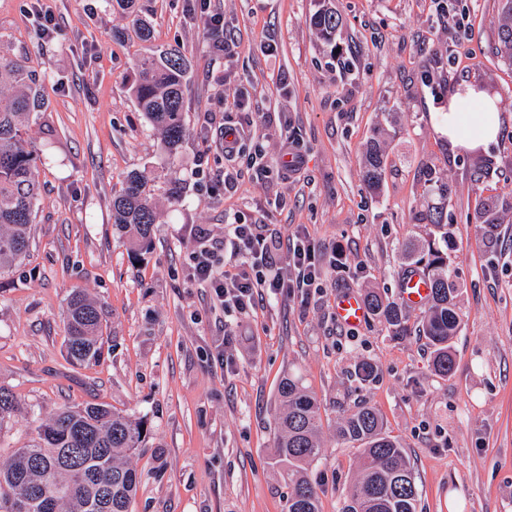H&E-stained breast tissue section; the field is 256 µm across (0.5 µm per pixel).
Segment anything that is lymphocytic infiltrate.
<instances>
[{
	"label": "lymphocytic infiltrate",
	"instance_id": "lymphocytic-infiltrate-1",
	"mask_svg": "<svg viewBox=\"0 0 512 512\" xmlns=\"http://www.w3.org/2000/svg\"><path fill=\"white\" fill-rule=\"evenodd\" d=\"M286 253L287 266L276 257ZM189 276L209 288L227 311L247 313L258 295L305 293L325 275V265L305 231L288 242L265 235L257 224L231 225L229 237L211 241L198 233L188 256Z\"/></svg>",
	"mask_w": 512,
	"mask_h": 512
}]
</instances>
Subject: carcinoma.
I'll return each instance as SVG.
<instances>
[{"label": "carcinoma", "instance_id": "obj_1", "mask_svg": "<svg viewBox=\"0 0 512 512\" xmlns=\"http://www.w3.org/2000/svg\"><path fill=\"white\" fill-rule=\"evenodd\" d=\"M310 25L327 41L339 24L336 10L322 8ZM495 54L512 65V0H502ZM186 61L177 51L140 60L132 93L147 122L161 136L168 160L175 162L186 137ZM43 78L22 59L0 55V271L27 255L31 224L38 204L41 148L30 134L33 122L47 111ZM385 172V150L373 139L367 146L363 179L379 189ZM427 221L440 237L408 243L402 251L403 272L420 269L429 278L430 305L418 326L432 349L434 370L446 376L454 367L451 342L462 313L451 258L452 238L444 208ZM112 223L128 235L135 251L152 242L158 212L146 192L143 176L127 175L112 197ZM368 312L396 336L409 332L401 303L375 289L365 292ZM65 348L80 366L99 363L103 346V311L82 289L68 298ZM280 411L275 419L276 463L283 468L290 492L285 512H320L316 486L307 475L322 453V413L316 397L293 375L278 386ZM19 400L0 389V425L11 420ZM337 436L359 452V472L351 483L342 512H417L418 488L402 444L385 430L376 408L362 403L346 411ZM148 437L145 420L105 404L67 407L35 427L29 440L0 466V512H131L140 483L130 456Z\"/></svg>", "mask_w": 512, "mask_h": 512}]
</instances>
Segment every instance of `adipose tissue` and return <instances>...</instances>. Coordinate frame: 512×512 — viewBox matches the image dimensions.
Instances as JSON below:
<instances>
[{
    "mask_svg": "<svg viewBox=\"0 0 512 512\" xmlns=\"http://www.w3.org/2000/svg\"><path fill=\"white\" fill-rule=\"evenodd\" d=\"M469 107L458 106L457 93H449L448 110L440 122L448 128V146L451 150L470 149L477 144L495 139L500 130V114L477 84L466 83Z\"/></svg>",
    "mask_w": 512,
    "mask_h": 512,
    "instance_id": "obj_1",
    "label": "adipose tissue"
}]
</instances>
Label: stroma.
Returning <instances> with one entry per match:
<instances>
[{"instance_id":"1","label":"stroma","mask_w":512,"mask_h":512,"mask_svg":"<svg viewBox=\"0 0 512 512\" xmlns=\"http://www.w3.org/2000/svg\"><path fill=\"white\" fill-rule=\"evenodd\" d=\"M326 5L341 18L330 44L309 24ZM500 5L453 0L446 14L438 0H211L203 11L137 0L130 14L111 0H0V54L44 74L48 102L31 130L42 153L29 252L0 273V387L20 401L0 426V462L41 419L103 402L150 429L131 458L141 474L132 512H283L290 488L273 465V428L278 383L293 374L321 404L322 454L308 469L321 512H340L347 496L358 451L336 426L360 401L404 447L418 512H512V66L493 53ZM41 10L55 17L52 35L40 34ZM215 13L231 52L208 35ZM137 16L151 42L136 38ZM174 49L189 64L188 110L171 164L131 84L144 55ZM471 79L494 87L500 131L479 152L453 153L438 115L449 86ZM228 124L242 127L232 157ZM375 137L386 169L374 193L362 159ZM291 151L299 168L281 169ZM132 171L160 214L137 254L112 224V196ZM223 174L232 189L206 192ZM434 177L453 189L462 312L445 377L417 332L423 309H410L405 336L372 316L345 328L333 310L345 291L397 298L403 245L433 231ZM488 199L491 235L478 217ZM238 220L284 238L304 228L336 264L307 302L267 296L251 313L224 311L189 279L188 253L195 230L221 239ZM76 288L105 313L90 367L66 357ZM364 361L376 369L368 381L356 373Z\"/></svg>"}]
</instances>
